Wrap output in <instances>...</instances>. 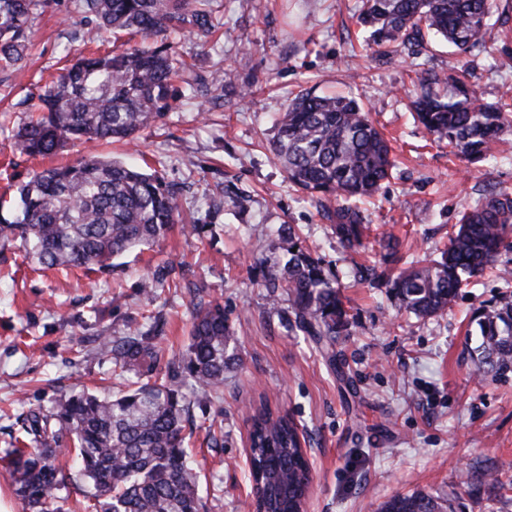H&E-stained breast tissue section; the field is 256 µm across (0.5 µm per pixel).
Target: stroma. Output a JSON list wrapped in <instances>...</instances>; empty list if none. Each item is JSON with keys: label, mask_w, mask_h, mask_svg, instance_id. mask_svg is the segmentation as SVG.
<instances>
[{"label": "stroma", "mask_w": 512, "mask_h": 512, "mask_svg": "<svg viewBox=\"0 0 512 512\" xmlns=\"http://www.w3.org/2000/svg\"><path fill=\"white\" fill-rule=\"evenodd\" d=\"M77 3L39 0L25 58L0 72V196L43 169L108 157L177 184L181 211L165 238L88 273L40 268L20 241L0 242V454L30 409L85 389L119 391L104 339L151 328L165 359L181 357L201 299L223 305L239 358L223 393L194 400L188 451L207 512H255L248 435L251 407L263 396L306 439V512H380L389 497L413 492L438 494L453 512H512V373L482 382L467 358L477 339L465 316L500 296L499 281L485 276L460 292L452 311L419 319L398 310L383 282L353 275L378 261L380 234L397 236L403 256L422 257L443 247L473 200L512 193V130L473 164L434 143L410 107L428 71L465 72L483 104L512 89V8L490 0L494 55L428 38L391 57L366 51L360 0H213V33L171 43L202 78L195 97L182 98L135 144L81 140L31 157L16 148L13 131L88 36L102 52L144 42L97 30ZM246 88L253 94L244 99ZM304 89L361 100L397 157L366 207L360 252L340 247L271 152L279 113ZM283 224L338 280L349 324L335 364L289 331L287 301L269 303L265 279L287 254L268 252L265 240ZM160 266L171 271L168 287L145 295L143 278ZM218 428L215 446L209 432ZM466 470L497 473L505 487L463 484Z\"/></svg>", "instance_id": "1"}]
</instances>
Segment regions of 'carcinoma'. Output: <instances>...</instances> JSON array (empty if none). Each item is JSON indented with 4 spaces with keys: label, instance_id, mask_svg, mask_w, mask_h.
Here are the masks:
<instances>
[{
    "label": "carcinoma",
    "instance_id": "carcinoma-1",
    "mask_svg": "<svg viewBox=\"0 0 512 512\" xmlns=\"http://www.w3.org/2000/svg\"><path fill=\"white\" fill-rule=\"evenodd\" d=\"M37 0H0V69L24 59L31 42ZM85 17L114 33L156 38L161 45L78 57L47 82L38 96L39 115L17 127L15 144L28 156H47L68 143L95 139L130 143L141 130L173 109L175 84L192 90L197 76L166 42L169 32L207 35L214 28L210 0H79ZM488 0H362L359 23L371 29L367 46L397 55L433 34L466 51L486 41ZM443 88L414 101L416 117L439 142L471 163L484 160L490 143L512 128V92L494 104H475L474 90L456 74L432 75ZM271 151L289 181L316 198L322 218L340 244L363 246V200L375 195L394 168L391 148L364 106L354 98L296 95L279 119ZM178 188L155 173L115 159L88 158L35 173L15 198L0 197V239L19 238L45 269L110 265L136 247L166 236L179 216ZM512 194L490 193L461 212L458 228L434 256L405 261L387 281L398 308L418 318L438 317L453 307L461 289L496 267L512 250ZM293 226H281L267 248L290 249L271 273L288 296L291 329L310 337L327 359L347 326L336 279L320 259L295 241ZM386 262L402 260L398 240L382 234ZM498 268V267H496ZM500 300L472 310L478 344L470 351L485 381L512 372V271L498 268ZM235 337L224 307L199 305L185 355L157 371L161 349L149 332L133 331L102 350L113 372L136 379L112 399L81 392L28 412L22 435L0 457L15 493L33 512H47L58 493L84 481L93 488L91 512H203L199 475L187 461L193 434L189 383L205 396L224 390V375L238 364ZM72 445L79 469L57 462L62 440ZM248 459L257 512H304L311 472L297 424L267 406L251 416ZM381 512H443L425 493L395 495Z\"/></svg>",
    "mask_w": 512,
    "mask_h": 512
}]
</instances>
